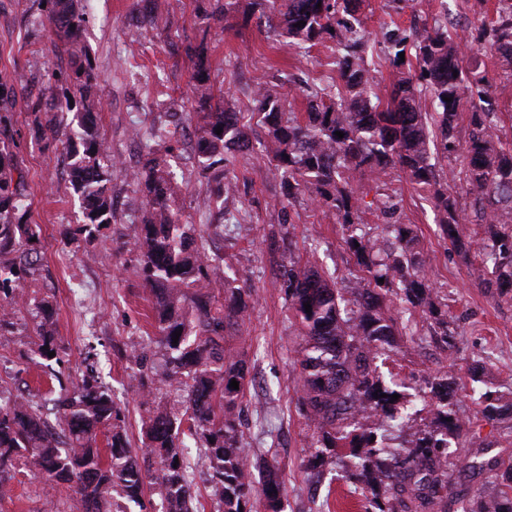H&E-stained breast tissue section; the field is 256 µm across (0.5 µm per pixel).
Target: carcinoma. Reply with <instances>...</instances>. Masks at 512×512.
I'll return each instance as SVG.
<instances>
[{"instance_id":"cac0c4a2","label":"carcinoma","mask_w":512,"mask_h":512,"mask_svg":"<svg viewBox=\"0 0 512 512\" xmlns=\"http://www.w3.org/2000/svg\"><path fill=\"white\" fill-rule=\"evenodd\" d=\"M45 2L51 47L67 55L69 69L55 76L62 96H33L28 111L51 113L45 127L66 144L84 224H121L123 218L112 208V149L94 122L101 108L96 74L80 47L83 0ZM363 2L224 0L202 19L241 12L300 49L326 39L335 44L336 87L301 89L306 111H286L270 80L259 79L251 88L281 196L288 201L306 196L337 216L353 260L350 275L357 281L355 288L336 287L329 273L291 247L281 262L282 290L301 336L293 362L299 410L311 431L306 469L317 473L326 458L346 448L348 478L362 485L366 512H448V496L442 495L453 485L448 445L471 447L470 422L453 411L456 395L470 389L475 419L491 425L512 421V401L477 387L489 360L481 354L469 377L473 386L453 372L427 376L421 380L418 405L406 392L409 378L379 370L380 359L397 355L400 337L418 335L417 319L447 349L455 329L448 311L432 299L415 225L392 220L389 196L367 203L353 183L365 178L380 182L402 172L413 189L427 195L454 249L479 258L488 274L480 286L495 287L512 300V143L503 145L497 135L502 118L491 84L463 65L460 43L448 32L446 18L385 29L392 91L386 100L372 93L367 63L372 43L361 15ZM299 21L303 25L298 27ZM474 41L512 76V0H497L493 17L478 27ZM427 95L432 113L422 108ZM14 98L12 81L0 78V339L13 334L18 313L25 310L36 335L34 354L47 360L48 353L60 349L53 304L47 296L19 294L22 282L38 270L40 226L26 220L20 192L23 174L5 114ZM182 106L201 118L195 141L201 175L210 195L221 201L230 189L235 154L249 148L253 128L216 96L201 62L194 65ZM63 112L73 114L70 122L58 119ZM464 121L467 137L462 141ZM218 128L222 133H216ZM338 131L344 137L336 136ZM439 154L456 155L470 208L461 207L441 182L435 163ZM127 179L146 200L134 224L133 254L152 304L161 382L181 392L183 400L177 408L157 400L150 377L153 362L145 351L134 349L129 360L141 376L146 407L140 450L132 447L123 410L91 376L57 397L49 390L55 406L51 414L29 399L0 406V497L23 468L45 478L51 490H66L78 512H117L121 501L145 512L148 490L160 497L163 512H203L192 480L196 461L185 451L188 437L196 441L198 457L208 462L211 487L224 512H282L278 469L264 454L249 457L236 415L249 368L244 353L227 346V331L245 321L247 280L226 274L224 301L214 294L215 260L202 250L199 225L181 221L172 208L179 186L161 150L148 148L145 163ZM366 210L379 213L381 223H364ZM466 224L474 228L465 238L457 231ZM177 331L181 335L175 344ZM233 379L239 388L229 387ZM382 393L385 397L375 398ZM394 394L399 395L395 401ZM421 414L424 427L391 444L395 422ZM466 467L487 468L500 481L493 503L474 501L467 512H512V457L478 462L473 454Z\"/></svg>"}]
</instances>
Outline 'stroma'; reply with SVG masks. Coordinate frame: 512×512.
<instances>
[{
	"instance_id": "1",
	"label": "stroma",
	"mask_w": 512,
	"mask_h": 512,
	"mask_svg": "<svg viewBox=\"0 0 512 512\" xmlns=\"http://www.w3.org/2000/svg\"><path fill=\"white\" fill-rule=\"evenodd\" d=\"M170 24L165 29H138L137 21L150 8L149 0H87L83 42L97 73L102 109L97 125L126 166H139L143 149L132 138L134 129L161 128L179 102L193 70L190 55L206 42L205 63L216 89L235 111L253 109L249 92L263 77L276 76L279 91L295 111L305 109L297 84H330L334 77L333 42L326 41L301 54L288 38L268 32L256 20H211L208 37H201L200 6L213 0H167ZM495 4L476 0H410L397 9L393 0H365V26L380 39L390 23L406 28L447 16L449 30L468 40L469 27L492 16ZM51 29L41 0H0V75L19 84L13 101V137L16 160L25 174V203L30 223L40 225L42 249L40 275L27 281V292L47 295L56 309V329L61 340L55 369L63 383L83 376L97 377L112 389L126 415L133 446L142 440L139 376L124 358L126 350L146 343L152 328L151 303L133 268L130 252L115 251L113 239L125 236L138 220V195L122 175H115L113 205L122 223L99 228L84 225L81 200L74 192L62 152L46 148L34 117L26 110L28 96L50 94L56 72L68 59L48 49ZM467 65L477 66L491 80V92L500 112L512 113V76L502 72L491 54L464 50ZM196 115H188L185 135L161 147L176 175L188 174L197 164ZM236 205L243 224H228L223 235L209 242L211 252L248 277L249 315L232 336L244 345L253 381L241 402L243 442L249 455L272 449L283 482L284 512H364L360 486L348 480L349 459L338 450L335 463L326 465L319 481H309L303 466L309 453L311 431L297 407L292 349L298 330L281 289V251L271 239L290 234L297 250L312 253L314 261L332 275L339 286H349V254L342 229L331 212L301 202L287 212L275 209L278 180L268 173L261 149L235 163ZM360 192L374 198L396 193L398 215L415 225L419 247L429 260V277L450 319L458 321L459 334L451 349L429 341L400 343L406 371L423 376L454 371L466 376L471 358L480 350L491 353L494 366L484 377L488 390L512 381V301L494 298L479 285L480 261L463 259L443 238L430 202L412 189L406 179L387 183L361 181ZM174 207L195 224L218 222L220 213L210 202L203 184L182 187ZM34 333L22 328L0 345V399H33L44 394L50 382L46 366L30 359ZM44 483L19 475L0 499V512H70L71 502L45 494Z\"/></svg>"
}]
</instances>
